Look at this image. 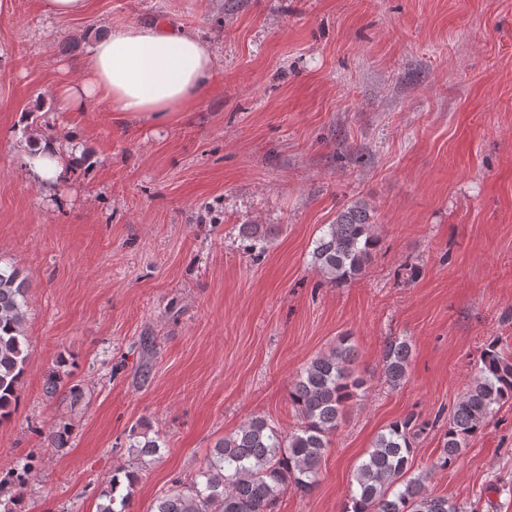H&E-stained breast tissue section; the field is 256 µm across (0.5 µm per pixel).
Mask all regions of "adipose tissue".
<instances>
[{
	"instance_id": "obj_1",
	"label": "adipose tissue",
	"mask_w": 512,
	"mask_h": 512,
	"mask_svg": "<svg viewBox=\"0 0 512 512\" xmlns=\"http://www.w3.org/2000/svg\"><path fill=\"white\" fill-rule=\"evenodd\" d=\"M218 72L214 54L191 32L119 24L91 42L81 77H62L54 94L71 112L102 106L129 121L159 122L191 111ZM72 163L71 153L42 140L28 154L25 171L51 190Z\"/></svg>"
}]
</instances>
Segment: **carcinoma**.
<instances>
[{"label":"carcinoma","instance_id":"obj_1","mask_svg":"<svg viewBox=\"0 0 512 512\" xmlns=\"http://www.w3.org/2000/svg\"><path fill=\"white\" fill-rule=\"evenodd\" d=\"M371 209L358 202L342 210L315 241L311 263L331 283L363 274L378 245ZM246 250L264 251L266 232L258 224L241 227ZM28 285L14 265L0 266V421L16 405L28 357L25 327ZM412 347L404 338L386 341L381 373L393 389L403 386ZM356 347L343 336L329 353L315 357L289 390L300 424L281 431L264 417H255L218 442L207 464L190 479H177L158 497L153 512H274L280 495L293 486L307 494L318 483L319 465L348 404L366 380L355 375ZM512 401V356L495 339L484 345L475 365V380L448 416L424 418L410 412L390 423L375 438L358 465L342 512H467L464 505L427 491L430 473H412L420 437L445 423L442 448L432 470L453 466L486 424ZM129 451L142 458L157 454V441L129 434ZM35 468L28 457L0 473V495L22 489ZM126 493L112 475L107 503L98 512H128L137 472L125 471Z\"/></svg>","mask_w":512,"mask_h":512}]
</instances>
